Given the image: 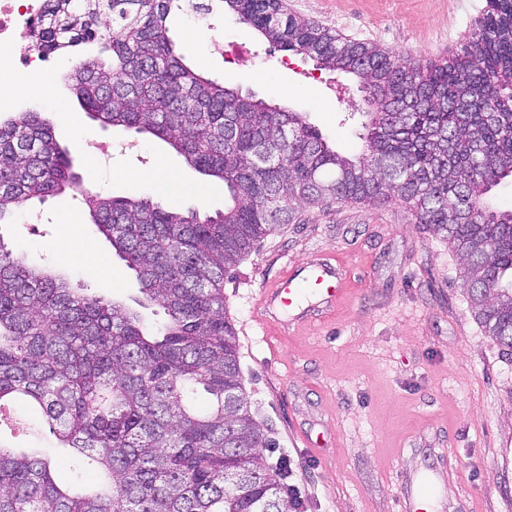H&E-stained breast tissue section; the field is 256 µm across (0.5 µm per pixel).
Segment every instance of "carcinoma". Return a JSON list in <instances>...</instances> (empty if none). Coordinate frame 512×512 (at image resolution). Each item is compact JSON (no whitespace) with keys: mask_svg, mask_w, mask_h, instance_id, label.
Instances as JSON below:
<instances>
[{"mask_svg":"<svg viewBox=\"0 0 512 512\" xmlns=\"http://www.w3.org/2000/svg\"><path fill=\"white\" fill-rule=\"evenodd\" d=\"M221 2L282 50L357 79L370 107L363 149L341 155L302 113L185 65L166 25L182 0H45L32 30L41 53L99 45L68 76L81 107L163 140L227 200L202 217L103 196L38 113L0 121V224L28 200L78 193L143 304L166 314L149 325L0 241V409L39 407L72 466L100 472L63 486L41 452L0 443V512H297L263 455L271 441L251 412L224 275L303 205H407L461 255L474 317L512 354V211L489 196L512 176V0H487L437 62L351 40L279 0Z\"/></svg>","mask_w":512,"mask_h":512,"instance_id":"carcinoma-1","label":"carcinoma"}]
</instances>
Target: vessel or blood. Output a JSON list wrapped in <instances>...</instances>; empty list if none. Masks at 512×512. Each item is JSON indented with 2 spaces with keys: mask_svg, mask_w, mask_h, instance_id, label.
Here are the masks:
<instances>
[{
  "mask_svg": "<svg viewBox=\"0 0 512 512\" xmlns=\"http://www.w3.org/2000/svg\"><path fill=\"white\" fill-rule=\"evenodd\" d=\"M344 269L328 259H316L294 266L273 285L263 288L264 307L296 318H311L314 307L335 304ZM444 471L433 469L408 483L401 503L402 512H433L434 499L446 480Z\"/></svg>",
  "mask_w": 512,
  "mask_h": 512,
  "instance_id": "vessel-or-blood-1",
  "label": "vessel or blood"
}]
</instances>
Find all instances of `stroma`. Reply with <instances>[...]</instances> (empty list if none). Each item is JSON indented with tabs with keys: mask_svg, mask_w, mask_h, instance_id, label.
Here are the masks:
<instances>
[{
	"mask_svg": "<svg viewBox=\"0 0 512 512\" xmlns=\"http://www.w3.org/2000/svg\"><path fill=\"white\" fill-rule=\"evenodd\" d=\"M289 10L358 41L408 58L451 55L481 17L486 0H286ZM190 7L167 27L185 64L225 87L305 115L336 150L362 147L366 105L347 77L273 46L214 0L192 23ZM223 40L224 54L214 53ZM74 56H46L59 78L65 111L11 94L16 111L40 113L76 173L111 197L144 198L167 209L215 214L224 185L201 175L168 144L122 126H102L82 110L67 74ZM112 147L89 170L92 154L75 140ZM165 164L180 176L174 191L152 182L131 188L114 171ZM208 190L199 198V190ZM77 223H69L72 212ZM78 240L111 269L89 274L67 246ZM0 240L26 264L67 271L91 296L133 303V271L92 224L78 196L65 192L19 208L0 224ZM332 257L347 276L333 310L317 320L256 322L262 287L295 263ZM463 264L442 237L398 201L302 208L293 223L262 239L224 278L225 311L237 337L240 369L257 423L272 440L268 464L290 469L300 512H400V491L417 473L449 459L453 472L436 512H512V355L484 333L461 287ZM311 437L305 446L303 437ZM0 443L37 448L73 481L70 449L58 447L39 410L14 404L0 421Z\"/></svg>",
	"mask_w": 512,
	"mask_h": 512,
	"instance_id": "35a3bbf8",
	"label": "stroma"
}]
</instances>
